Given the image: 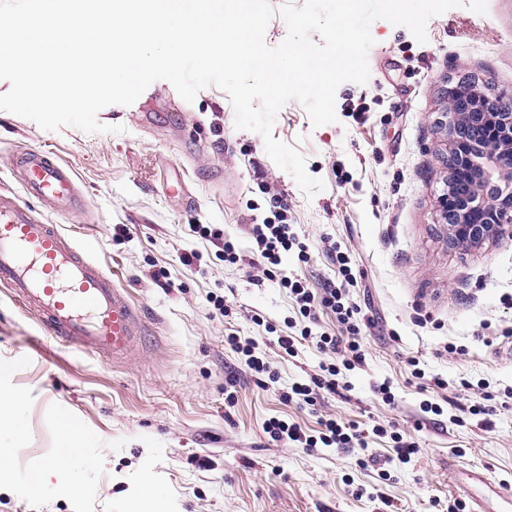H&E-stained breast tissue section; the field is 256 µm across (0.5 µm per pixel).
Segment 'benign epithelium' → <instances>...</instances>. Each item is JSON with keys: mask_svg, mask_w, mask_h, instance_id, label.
<instances>
[{"mask_svg": "<svg viewBox=\"0 0 512 512\" xmlns=\"http://www.w3.org/2000/svg\"><path fill=\"white\" fill-rule=\"evenodd\" d=\"M445 117L448 181L441 207L451 216L448 245L512 237V107L473 86L466 100L448 102Z\"/></svg>", "mask_w": 512, "mask_h": 512, "instance_id": "obj_1", "label": "benign epithelium"}]
</instances>
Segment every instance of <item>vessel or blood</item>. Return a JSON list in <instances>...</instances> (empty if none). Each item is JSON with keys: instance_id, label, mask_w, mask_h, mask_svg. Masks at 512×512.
Segmentation results:
<instances>
[{"instance_id": "1", "label": "vessel or blood", "mask_w": 512, "mask_h": 512, "mask_svg": "<svg viewBox=\"0 0 512 512\" xmlns=\"http://www.w3.org/2000/svg\"><path fill=\"white\" fill-rule=\"evenodd\" d=\"M23 189L68 213L79 203L71 171L47 153L15 157ZM0 283L28 310L39 314L47 338L86 353L128 358L143 327L140 314L112 283L111 272L90 257L87 246L54 225L33 218L10 190H0ZM468 479L481 498L496 497L512 512V487L482 469Z\"/></svg>"}]
</instances>
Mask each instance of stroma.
Masks as SVG:
<instances>
[{
  "label": "stroma",
  "instance_id": "obj_1",
  "mask_svg": "<svg viewBox=\"0 0 512 512\" xmlns=\"http://www.w3.org/2000/svg\"><path fill=\"white\" fill-rule=\"evenodd\" d=\"M370 32V78L339 86L336 122L313 127L295 100L276 117L274 138L297 148L324 183L311 197L258 133L236 128L228 95L214 86L189 103L156 81L143 96L163 104L162 116L112 105L98 114L106 133L45 131L0 111V186L20 187L8 165L14 154L46 150L69 166L83 210L59 214L31 195L22 200L37 218L81 235L145 322L126 360L78 353L44 342L37 315L0 284V363L14 368L0 376V397L12 398L23 420L0 424L10 457L0 512H448L450 500L469 499L450 487L449 463L512 483V237L449 247L439 128L459 82L512 101V0H488L483 15L456 7L432 17L422 43L385 19ZM115 125L124 133H112ZM281 216L308 248L304 262L286 255L285 275L321 293L341 281L330 253L339 248L364 317L363 365L348 372V389L323 394L315 408L285 395L325 356L304 340L295 355L279 351L274 336L287 333L298 307L278 279H262L252 251V225ZM228 238L241 255L234 264L224 260ZM229 336L258 344L274 383L259 381ZM463 380L471 390H460ZM386 381L390 401L378 391ZM427 399L443 415L423 412ZM481 402L486 428L469 413ZM61 409L81 430V453L46 467L35 493L18 471L57 449ZM325 415L381 427L370 438L381 458L393 456L399 436L419 452L386 480L342 450L275 442L264 431L276 417L313 435Z\"/></svg>",
  "mask_w": 512,
  "mask_h": 512
}]
</instances>
